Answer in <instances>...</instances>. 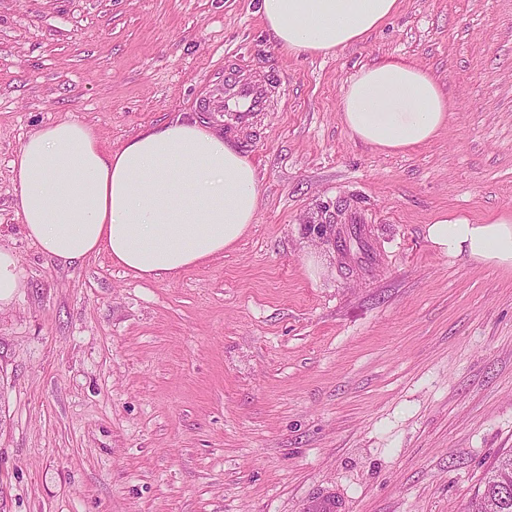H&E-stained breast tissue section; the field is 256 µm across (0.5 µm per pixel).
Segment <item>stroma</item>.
Listing matches in <instances>:
<instances>
[{"instance_id": "stroma-1", "label": "stroma", "mask_w": 512, "mask_h": 512, "mask_svg": "<svg viewBox=\"0 0 512 512\" xmlns=\"http://www.w3.org/2000/svg\"><path fill=\"white\" fill-rule=\"evenodd\" d=\"M258 8L0 0V247L25 275L0 305V512H305L329 491L345 512H466L512 454V268L426 238L512 210V0H399L327 56L280 51ZM228 53L288 85L234 250L146 281L26 238L10 162L32 131L74 118L114 149L193 116ZM384 61L449 103L399 154L340 120L349 79ZM354 216L364 243L340 250Z\"/></svg>"}]
</instances>
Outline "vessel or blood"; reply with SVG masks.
Wrapping results in <instances>:
<instances>
[{
	"label": "vessel or blood",
	"mask_w": 512,
	"mask_h": 512,
	"mask_svg": "<svg viewBox=\"0 0 512 512\" xmlns=\"http://www.w3.org/2000/svg\"><path fill=\"white\" fill-rule=\"evenodd\" d=\"M285 85L283 78L271 72L247 74L243 55L230 54L224 58L221 77L210 84L199 108L222 117L227 132L248 131L257 126L262 113L271 111L274 90Z\"/></svg>",
	"instance_id": "vessel-or-blood-1"
}]
</instances>
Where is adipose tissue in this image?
<instances>
[{"label": "adipose tissue", "instance_id": "ef3b65f1", "mask_svg": "<svg viewBox=\"0 0 512 512\" xmlns=\"http://www.w3.org/2000/svg\"><path fill=\"white\" fill-rule=\"evenodd\" d=\"M398 0H260L285 53L331 54L376 31ZM449 104L435 77L405 62L363 67L346 85L340 118L385 152L437 136ZM27 237L64 265L108 251L135 277H172L222 256L249 232L261 204L255 166L198 121L147 127L103 150L94 126L74 119L30 133L11 163ZM442 254L512 266V212L483 223L442 217L426 228Z\"/></svg>", "mask_w": 512, "mask_h": 512}]
</instances>
